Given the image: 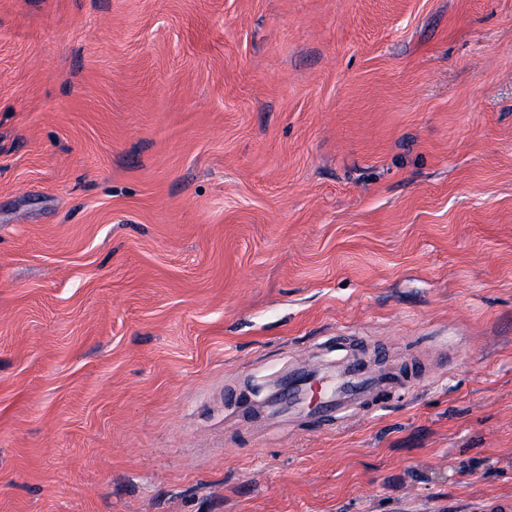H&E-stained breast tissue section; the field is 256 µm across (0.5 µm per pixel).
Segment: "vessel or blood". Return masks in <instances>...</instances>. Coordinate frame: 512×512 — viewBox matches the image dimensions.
Masks as SVG:
<instances>
[{"label": "vessel or blood", "mask_w": 512, "mask_h": 512, "mask_svg": "<svg viewBox=\"0 0 512 512\" xmlns=\"http://www.w3.org/2000/svg\"><path fill=\"white\" fill-rule=\"evenodd\" d=\"M400 384V379L371 371L358 357L333 366L300 359L277 389L289 416L305 415L340 426L352 412L365 415L385 404Z\"/></svg>", "instance_id": "vessel-or-blood-1"}]
</instances>
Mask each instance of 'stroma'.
Returning <instances> with one entry per match:
<instances>
[{
	"mask_svg": "<svg viewBox=\"0 0 512 512\" xmlns=\"http://www.w3.org/2000/svg\"><path fill=\"white\" fill-rule=\"evenodd\" d=\"M0 512H512V0H0ZM400 385L398 378L371 371L360 357L345 359L335 366L300 359L276 390L286 398L278 405L288 408L289 418L310 416L338 428L349 421L352 408L367 415L385 404Z\"/></svg>",
	"mask_w": 512,
	"mask_h": 512,
	"instance_id": "35a3bbf8",
	"label": "stroma"
}]
</instances>
